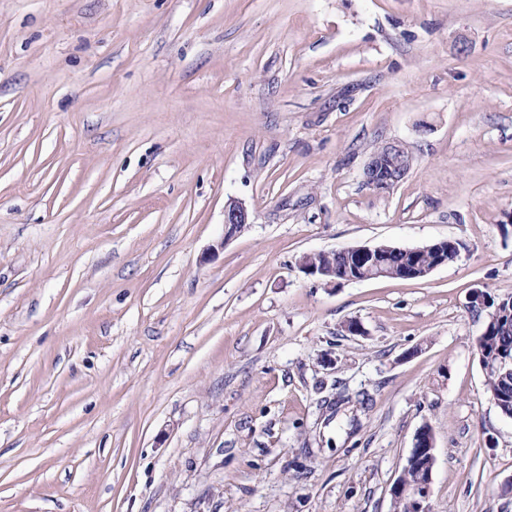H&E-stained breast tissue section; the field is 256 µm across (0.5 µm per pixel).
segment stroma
Segmentation results:
<instances>
[{"mask_svg":"<svg viewBox=\"0 0 512 512\" xmlns=\"http://www.w3.org/2000/svg\"><path fill=\"white\" fill-rule=\"evenodd\" d=\"M510 296L512 0H0V512H393L425 425L431 512H512ZM413 161L414 156L404 143H387L384 150L370 154L364 167V180L371 186L391 187L405 177ZM252 213L242 204L230 201L224 208V238L232 240L239 233V226L252 224ZM393 249L401 250L389 252L388 256L384 259V262L387 267V272L392 275L390 278L399 279H405L404 275L406 269L414 264L412 256L404 251H407L414 256L426 252H431L437 257L435 263L431 266L434 259L432 254L419 256L417 261H419L421 264H426L427 266L431 267L427 268L419 266L418 264H414L413 268L406 274V277H426L437 267L448 264V262L451 260H456L460 253L459 244L457 242L452 240H445L412 248H401L389 244H379L374 246L361 245L340 249L338 251L336 250V253L333 251H328L326 252L328 254L321 255L322 262L326 264L329 269L336 268V270H339L345 266L346 257L343 254L345 253L351 256L358 267H365L369 271L364 272L363 276L353 277L348 275L345 276L344 279H336V277L329 278V276L335 275L332 271H325L324 269L319 268L317 265L311 262L310 259L314 254H319L322 252L304 254L298 260V266L305 274L313 276L320 281H324L326 284L336 285L337 280H342L344 282H360L388 275V273L381 266L380 257ZM368 262H371L372 265H367ZM373 270H375V272H372ZM501 311L507 313L487 323L488 328L478 341V353L486 374L487 393L503 415L512 417V310L508 301Z\"/></svg>","mask_w":512,"mask_h":512,"instance_id":"35a3bbf8","label":"stroma"}]
</instances>
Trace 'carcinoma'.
I'll use <instances>...</instances> for the list:
<instances>
[{
    "label": "carcinoma",
    "mask_w": 512,
    "mask_h": 512,
    "mask_svg": "<svg viewBox=\"0 0 512 512\" xmlns=\"http://www.w3.org/2000/svg\"><path fill=\"white\" fill-rule=\"evenodd\" d=\"M412 256L402 250L391 251L384 259L387 272L394 278H404L405 271L414 264ZM502 314L488 324L478 341V353L486 374V389L500 412L512 417V308L501 307ZM436 459L424 454L405 469L401 483L408 493L393 501L394 512H411V491L428 479Z\"/></svg>",
    "instance_id": "1"
}]
</instances>
